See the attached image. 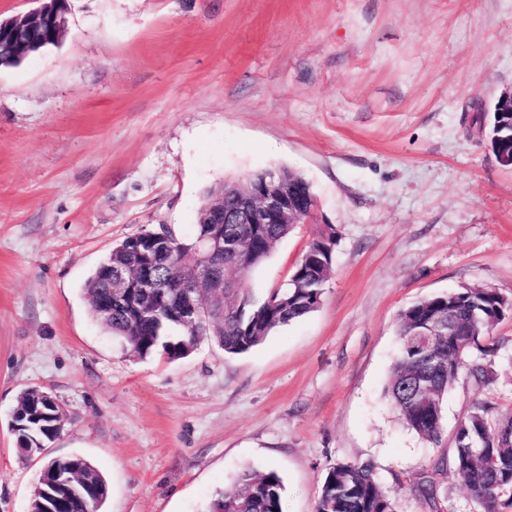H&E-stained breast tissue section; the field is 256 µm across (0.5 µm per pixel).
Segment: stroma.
<instances>
[{
	"mask_svg": "<svg viewBox=\"0 0 512 512\" xmlns=\"http://www.w3.org/2000/svg\"><path fill=\"white\" fill-rule=\"evenodd\" d=\"M64 40L0 67V512H29L44 458L105 478L101 512H206L246 467L284 512H315L339 462H371L397 512H428L416 473L451 452L476 393L459 376L440 446L384 394L404 309L461 288L512 300V168L489 119L512 92V0H68ZM288 167L317 210L242 286L283 287L335 225L319 308L241 355L205 338L138 359L83 285L112 246L190 233L206 188ZM512 412V315L493 329ZM66 421L15 445L21 390Z\"/></svg>",
	"mask_w": 512,
	"mask_h": 512,
	"instance_id": "1",
	"label": "stroma"
}]
</instances>
